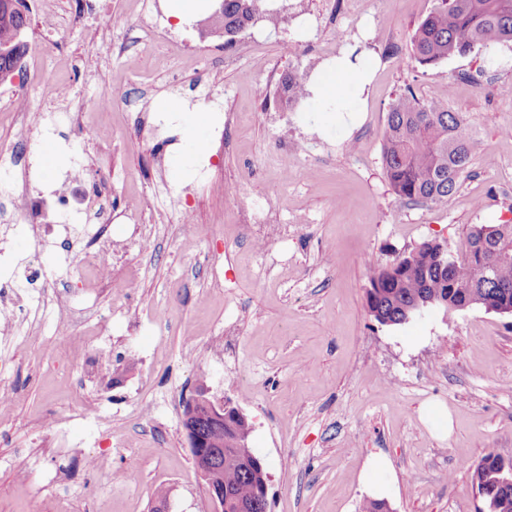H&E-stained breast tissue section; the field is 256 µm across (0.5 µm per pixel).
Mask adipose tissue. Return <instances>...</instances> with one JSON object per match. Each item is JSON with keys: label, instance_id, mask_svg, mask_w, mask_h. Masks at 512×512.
<instances>
[{"label": "adipose tissue", "instance_id": "1", "mask_svg": "<svg viewBox=\"0 0 512 512\" xmlns=\"http://www.w3.org/2000/svg\"><path fill=\"white\" fill-rule=\"evenodd\" d=\"M373 80V71L363 55L354 49H344L336 57L323 61L310 77L306 89V105L315 112L334 113L344 125H355L361 103L366 99ZM155 110L161 118H178L183 142L202 144L211 111L206 107L191 108L183 103L163 98Z\"/></svg>", "mask_w": 512, "mask_h": 512}]
</instances>
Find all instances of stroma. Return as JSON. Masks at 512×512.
I'll return each mask as SVG.
<instances>
[{
  "mask_svg": "<svg viewBox=\"0 0 512 512\" xmlns=\"http://www.w3.org/2000/svg\"><path fill=\"white\" fill-rule=\"evenodd\" d=\"M40 2L27 55L41 84L71 93L13 111L19 70L0 97V170L45 144L58 157L26 191L0 180V279L15 284L0 298V391L13 398L0 411V512H151L160 487L169 512H209L182 428L202 382L251 423L270 512H362L360 474L377 454L391 462V512H478L477 464L512 462V315L432 307L382 325L365 290L373 268L422 241L457 255L470 225L512 221V98L491 91L512 85V67L412 59L436 0H288L276 27L230 44L200 22L174 26L162 0ZM354 45L374 69L356 127L282 102L288 75ZM107 84L125 99L103 110ZM441 88L483 150L448 199L406 204L384 173L387 113L404 92ZM160 98L215 106L204 148L172 142ZM66 182L95 208L64 227L33 221L23 197L50 201ZM258 208L275 225L263 250L247 227ZM102 247L112 279L98 286L69 259ZM18 303L27 318L13 317ZM89 407L97 418L83 419ZM127 467L136 479L114 483Z\"/></svg>",
  "mask_w": 512,
  "mask_h": 512,
  "instance_id": "35a3bbf8",
  "label": "stroma"
}]
</instances>
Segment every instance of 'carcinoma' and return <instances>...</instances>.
<instances>
[{"label": "carcinoma", "instance_id": "obj_1", "mask_svg": "<svg viewBox=\"0 0 512 512\" xmlns=\"http://www.w3.org/2000/svg\"><path fill=\"white\" fill-rule=\"evenodd\" d=\"M282 11L264 0H224L225 42L245 25L278 24ZM28 14L23 0H0V84L11 78L27 51L24 32ZM512 41V0H437L411 39V53L422 65L455 55L479 52ZM287 102L305 97L304 82L289 75L283 82ZM481 139L470 132L464 115L448 110L440 98L420 101L402 95L390 106L382 161L395 196L407 204L439 201L452 194L469 172ZM468 249L456 259L427 240L378 267L369 277L366 304L383 325H399L431 306L461 311L481 306L495 313L512 306V224H475ZM251 430L249 422L224 423V460L214 465L215 482L224 486L229 512H266L260 499V458L238 439ZM503 460L488 454L473 472L486 512H512V484L502 481Z\"/></svg>", "mask_w": 512, "mask_h": 512}]
</instances>
